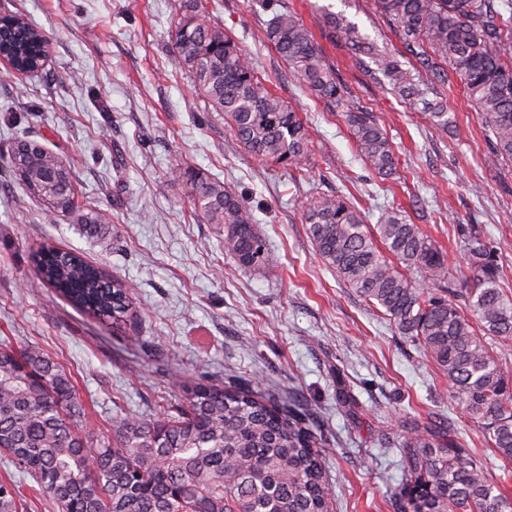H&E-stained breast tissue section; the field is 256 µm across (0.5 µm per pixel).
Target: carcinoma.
<instances>
[{"label": "carcinoma", "instance_id": "carcinoma-1", "mask_svg": "<svg viewBox=\"0 0 512 512\" xmlns=\"http://www.w3.org/2000/svg\"><path fill=\"white\" fill-rule=\"evenodd\" d=\"M393 26L401 49L384 56L366 46L377 82L404 99L424 101L435 126L448 127L447 107L428 100L453 73L495 153L512 161V0H374ZM268 44L292 75L318 99L344 112L357 150L383 176L397 162L372 113L350 103L335 69L301 15L282 0H264ZM174 60L224 113L248 152L297 170L310 156L307 125L271 92L248 54L205 14L202 0H179ZM333 44L361 42L355 24L327 17ZM50 36L20 16H0V55L21 73L41 69ZM15 174L49 212H65L92 235L104 233L107 214L75 200L73 168L49 149L19 142ZM172 176L188 186V202L207 224L224 226V251L248 268H271L275 258L253 229L244 197L189 167ZM322 261L398 331L419 343L448 378L453 396L483 430L500 460L512 464V371L500 364L486 338L512 341V297L499 282L493 250L467 242L473 286L469 313L427 282L448 280L442 249L399 209L381 211L375 231L338 195H320L303 209ZM44 284L82 311L119 327L132 308L130 285L108 278L79 254L41 247L32 253ZM418 272L423 281L408 276ZM105 439L90 427L66 372L36 345L0 347V453L29 474L59 512H333L324 469L325 439L299 415H285L266 399L234 383L192 382L175 413L124 417ZM405 476L426 486L420 512H512V499L487 468L451 435L431 425L406 431ZM23 495L0 482V512H21Z\"/></svg>", "mask_w": 512, "mask_h": 512}]
</instances>
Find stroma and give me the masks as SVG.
Instances as JSON below:
<instances>
[{"label": "stroma", "instance_id": "35a3bbf8", "mask_svg": "<svg viewBox=\"0 0 512 512\" xmlns=\"http://www.w3.org/2000/svg\"><path fill=\"white\" fill-rule=\"evenodd\" d=\"M210 17L251 56L267 86L295 107L313 141L304 172L247 153L223 113L195 88L172 55L177 0H0L51 37L42 70L14 73L0 62V339L36 345L74 379L94 429L136 415L157 417L191 379L235 376L252 390L293 402L330 440L325 468L335 512H394L406 483V427L451 428L512 497L483 433L452 397L423 348L369 307L318 256L304 204L339 195L368 225L398 208L442 247L447 288L464 290V242L498 250L512 296V162L496 156L459 79L440 91L448 126L421 106L381 90L324 35V14L355 23L378 52L399 43L373 0H288L320 43L351 101L385 131L398 159L391 177L365 165L341 113L290 73L263 38L261 0H203ZM28 138L75 161L81 204L108 212V239L85 235L70 217H45L11 165ZM190 167L242 195L275 267L238 266L224 232L200 222L175 167ZM80 254L130 282L140 315L116 330L42 284L31 255L40 246Z\"/></svg>", "mask_w": 512, "mask_h": 512}]
</instances>
